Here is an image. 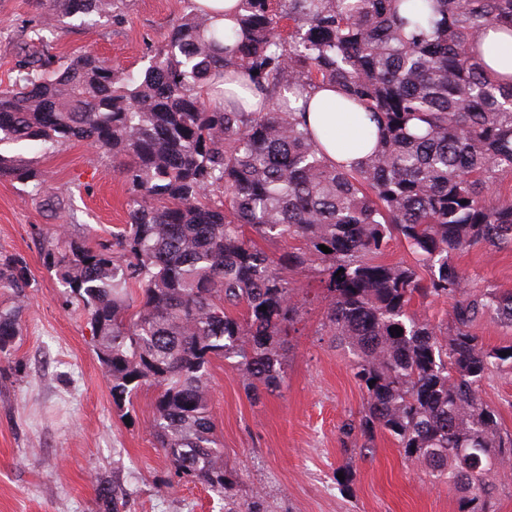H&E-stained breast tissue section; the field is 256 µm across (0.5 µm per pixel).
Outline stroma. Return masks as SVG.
<instances>
[{
    "instance_id": "obj_1",
    "label": "stroma",
    "mask_w": 512,
    "mask_h": 512,
    "mask_svg": "<svg viewBox=\"0 0 512 512\" xmlns=\"http://www.w3.org/2000/svg\"><path fill=\"white\" fill-rule=\"evenodd\" d=\"M188 11V0H125L120 22L71 21L56 48L136 70ZM40 21L39 0H0V85ZM6 151L33 161L46 184L38 194L0 180V253L23 257L37 282L22 310L20 365L0 375V512H98L104 483L123 512H229L250 502L259 512H455V488L433 481L387 436L376 435L367 455L344 452L338 427L362 407L364 392L347 351L322 328L326 302L311 269L293 275L298 297L311 303L279 392L253 399L234 364L211 363L210 413L233 481L217 493L175 475L153 444L152 388L138 392L129 418L120 416L82 306L43 263L41 234L72 226L103 242L126 222V187L111 157L83 142L47 154L22 144ZM52 196L64 210L47 206ZM455 261L472 287L512 288V249L474 248ZM479 397L512 431V373L485 380Z\"/></svg>"
}]
</instances>
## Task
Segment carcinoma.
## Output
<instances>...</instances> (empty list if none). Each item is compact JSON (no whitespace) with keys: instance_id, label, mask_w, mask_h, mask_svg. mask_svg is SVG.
<instances>
[{"instance_id":"cac0c4a2","label":"carcinoma","mask_w":512,"mask_h":512,"mask_svg":"<svg viewBox=\"0 0 512 512\" xmlns=\"http://www.w3.org/2000/svg\"><path fill=\"white\" fill-rule=\"evenodd\" d=\"M123 3L41 0L42 22L0 86V145L86 142L126 186L111 241L42 247L83 304L115 407L154 388L157 447L178 474L224 492L233 472L209 414L211 361L236 360L256 399L279 391L301 315L290 274L314 267L324 327L365 392L338 427L342 444L363 454L387 434L456 488L458 512H495L486 476L512 461V433L478 390L512 371V345L488 348L472 328L494 316L512 329V290L466 287L454 257L512 247V193L493 191L512 180V75L486 73L481 42L490 25L512 36V0H237L224 27L193 3L139 70L53 52L44 31L116 23ZM224 82L264 103L248 112L209 98ZM285 87L298 99L337 89L375 124L371 152L332 162ZM4 178L45 183L33 162L0 152ZM258 239L302 245L270 255ZM392 241L411 262L382 261ZM35 287L23 258L0 255L3 359ZM438 298L452 301L443 326L413 309Z\"/></svg>"}]
</instances>
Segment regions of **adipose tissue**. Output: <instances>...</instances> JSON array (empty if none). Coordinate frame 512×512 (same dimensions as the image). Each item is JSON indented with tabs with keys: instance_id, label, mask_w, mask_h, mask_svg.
Wrapping results in <instances>:
<instances>
[{
	"instance_id": "ef3b65f1",
	"label": "adipose tissue",
	"mask_w": 512,
	"mask_h": 512,
	"mask_svg": "<svg viewBox=\"0 0 512 512\" xmlns=\"http://www.w3.org/2000/svg\"><path fill=\"white\" fill-rule=\"evenodd\" d=\"M335 99L336 94L331 90L312 92L307 105V122L318 133L329 127L335 129V139L324 144L330 158L344 162L360 161L373 146L372 141L362 138L370 124L361 112L334 108Z\"/></svg>"
}]
</instances>
